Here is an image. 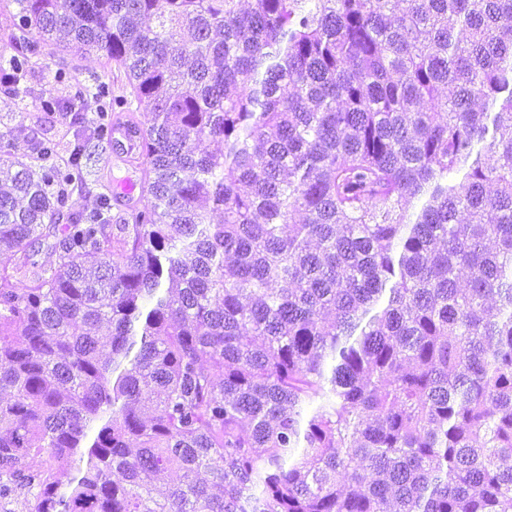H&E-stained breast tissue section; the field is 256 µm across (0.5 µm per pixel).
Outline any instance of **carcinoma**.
Wrapping results in <instances>:
<instances>
[{"instance_id":"obj_1","label":"carcinoma","mask_w":512,"mask_h":512,"mask_svg":"<svg viewBox=\"0 0 512 512\" xmlns=\"http://www.w3.org/2000/svg\"><path fill=\"white\" fill-rule=\"evenodd\" d=\"M10 2L4 91L63 36L148 120L130 224L108 86L0 130V503L512 512V0ZM115 137L124 142V152L112 144L104 143L99 147L95 146V141L89 144L88 152L92 156L88 165L90 174L86 178L87 186L82 191L75 190L70 199L76 209L92 210L96 206L97 195L106 187L113 188V196L119 200L131 201L136 195H142L141 183L127 178L140 177L138 166L132 159L134 155L127 153L126 143L118 134ZM121 179L123 180L117 183Z\"/></svg>"}]
</instances>
